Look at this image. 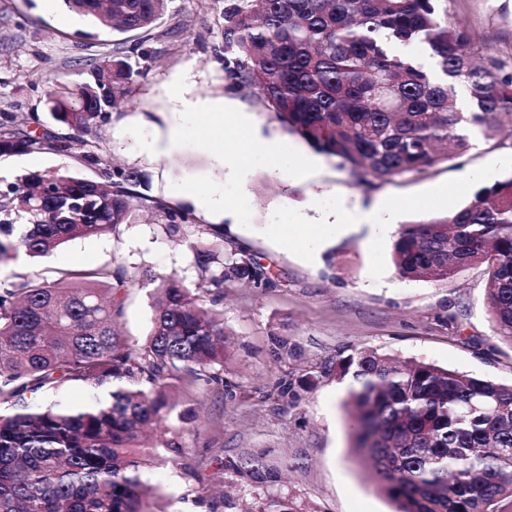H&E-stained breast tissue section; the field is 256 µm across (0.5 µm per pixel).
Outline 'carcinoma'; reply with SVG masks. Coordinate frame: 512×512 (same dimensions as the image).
Returning a JSON list of instances; mask_svg holds the SVG:
<instances>
[{
    "label": "carcinoma",
    "mask_w": 512,
    "mask_h": 512,
    "mask_svg": "<svg viewBox=\"0 0 512 512\" xmlns=\"http://www.w3.org/2000/svg\"><path fill=\"white\" fill-rule=\"evenodd\" d=\"M166 2L64 0L120 33L149 29ZM392 42L429 51L439 77L411 54H391ZM143 44L117 43L84 81L53 84L46 103L57 130L0 121V157L69 155L130 94L149 58ZM224 54L232 84L336 159L357 187L422 175L466 154L471 134L492 138L503 118L512 120V72L448 22L447 0H230ZM459 84L467 112L457 107ZM139 180L120 166L101 181L61 167L0 184V258L45 257L78 238L116 234L139 205L165 212L171 236L192 227L188 213L157 199L136 202ZM204 234L191 249L209 307L175 274L150 278L158 298L140 346L116 333L136 282L124 266L0 277V401L13 408L0 414V512H154L145 502L157 454L143 432L159 430L157 447L181 453L168 422L194 415L174 413L171 381L224 388V281L278 285L244 252L221 254L222 231ZM392 260L408 280L446 281L486 265L494 331L512 344V177L445 216L403 225ZM336 379L349 382L352 454L396 512H512V385L373 349L339 359ZM70 382L89 386L82 404L37 399ZM229 469L264 481L253 458ZM258 512L301 510L273 496Z\"/></svg>",
    "instance_id": "carcinoma-1"
}]
</instances>
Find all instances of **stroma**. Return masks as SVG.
Returning a JSON list of instances; mask_svg holds the SVG:
<instances>
[{"label":"stroma","instance_id":"stroma-1","mask_svg":"<svg viewBox=\"0 0 512 512\" xmlns=\"http://www.w3.org/2000/svg\"><path fill=\"white\" fill-rule=\"evenodd\" d=\"M226 0H169L167 10L144 32L150 57L134 79V90L110 118L85 135L65 157L52 150L31 165L17 155L0 158V173L21 176L69 166L78 177L97 180L103 166L116 163L139 172V196L186 208L180 186L216 187L232 206L220 222L224 248H247L279 279L274 288L239 280L224 283V326L229 341L224 377L230 392L195 390L171 395L178 409H194L198 422L182 424L183 447L176 462L151 470L150 506L155 512H258L266 495L292 497L302 512H394L366 470L351 459V417L342 404L346 387L323 369L355 349H375L406 360L425 361L477 378L512 384V344L495 333L487 307L488 274L473 266L445 282L406 280L396 273L392 244L401 225L447 213L469 202L483 187L512 176V127L480 141L465 156L439 164L424 175L354 186L337 160L322 157L323 176L309 188L288 176L272 175L266 145L280 153L313 156L224 72ZM448 18L463 28L489 57L512 68V0H448ZM123 34L68 13L48 10L42 0H0V115L33 130L49 124L44 106L57 78L78 83L123 41ZM189 74L193 93L224 98L248 113L261 145L240 158L248 187L229 177L217 162L235 128L202 139L174 131V80ZM177 136L168 154H145V140ZM97 157L87 163L85 154ZM324 209L354 208L374 199L399 208L396 223L374 215L355 231L336 224H301L296 214L307 199ZM162 213L140 212L119 235L79 238L37 264L18 257L0 264L6 274L96 268L106 264L141 272L174 273L188 286L197 275L188 245L164 230ZM154 295L149 285L129 288L120 331L132 345L144 343L151 328ZM287 338L292 352L276 358L273 336ZM297 384V398L284 403L274 385ZM243 456L262 460L270 472L262 483L233 474L230 462Z\"/></svg>","mask_w":512,"mask_h":512}]
</instances>
